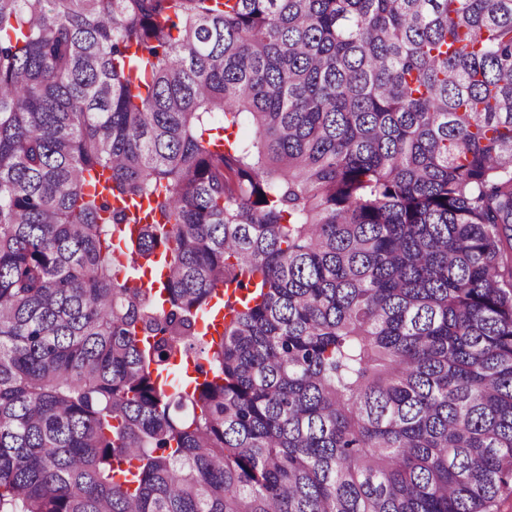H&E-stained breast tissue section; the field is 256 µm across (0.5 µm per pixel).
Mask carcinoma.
<instances>
[{
	"instance_id": "obj_1",
	"label": "carcinoma",
	"mask_w": 512,
	"mask_h": 512,
	"mask_svg": "<svg viewBox=\"0 0 512 512\" xmlns=\"http://www.w3.org/2000/svg\"><path fill=\"white\" fill-rule=\"evenodd\" d=\"M511 487L512 0H0V512Z\"/></svg>"
}]
</instances>
